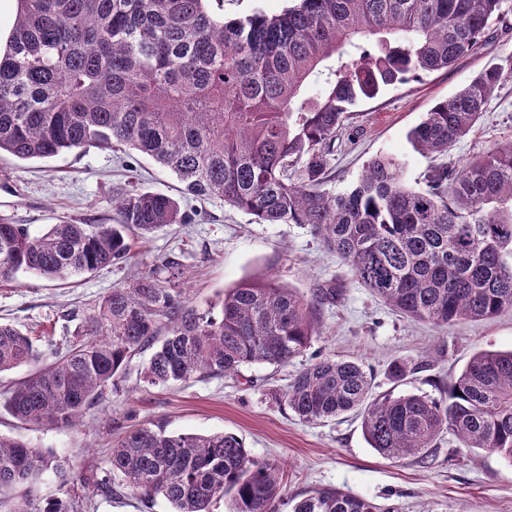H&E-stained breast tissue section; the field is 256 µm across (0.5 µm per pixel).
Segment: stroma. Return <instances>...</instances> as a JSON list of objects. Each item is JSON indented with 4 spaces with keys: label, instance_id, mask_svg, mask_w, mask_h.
Segmentation results:
<instances>
[{
    "label": "stroma",
    "instance_id": "1",
    "mask_svg": "<svg viewBox=\"0 0 512 512\" xmlns=\"http://www.w3.org/2000/svg\"><path fill=\"white\" fill-rule=\"evenodd\" d=\"M293 4L210 0L209 8L231 20L254 13L274 16ZM490 33L488 45L452 68L387 86L377 97L357 102L336 141L329 189L349 190L378 157L401 160L404 183L420 188L433 163L456 166L495 144L512 143V77L495 91L476 128L447 154L436 159L421 154L408 139L437 102L488 65L512 59V13L493 23ZM124 184L179 198L189 223L162 228L137 242L131 265L105 267L69 285L18 273L12 283L0 284L1 323L22 326L40 338L43 349L67 348L100 297L140 272L168 277L164 262L169 257L184 273L189 305L202 311L217 303L224 289L267 273L304 295L316 283L333 281L339 295L334 305L323 308L311 347L285 367L252 365L235 376L150 386L140 379L148 359L143 352L79 426L26 424L0 404V434L53 450L64 463V474L45 476L39 486L42 497L60 495L63 475L107 470L112 446L126 431L162 424L174 433L237 435L254 458L280 464L288 498L333 487L388 512H512V463L498 454L465 448L443 432L426 458L388 459L370 448L356 413L305 423L275 399L297 371L321 355L361 361L372 375V395H437L475 352L512 348V311L450 332L409 321L362 288L308 226L257 224L222 200L183 194L181 184L152 159L129 150L91 147L48 161L0 155V218L27 225L34 234L62 219L108 224L112 190ZM396 360L406 361L413 374L394 380L389 366Z\"/></svg>",
    "mask_w": 512,
    "mask_h": 512
}]
</instances>
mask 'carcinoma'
<instances>
[{
  "label": "carcinoma",
  "instance_id": "carcinoma-1",
  "mask_svg": "<svg viewBox=\"0 0 512 512\" xmlns=\"http://www.w3.org/2000/svg\"><path fill=\"white\" fill-rule=\"evenodd\" d=\"M0 47V153L48 160L90 147L150 156L187 194L218 198L259 224H304L357 282L413 322L453 329L512 310V144L457 167L432 166L406 187L401 163L371 161L349 191L324 188L350 107L396 82L448 69L483 45L509 0H299L283 13L226 21L207 0H17ZM504 67L491 65L436 103L409 134L416 150L442 154L468 136ZM316 97L306 96L309 88ZM111 224L61 221L32 235L0 219V282L21 272L64 282L132 258L147 240L186 223L168 195L117 187ZM336 283L300 295L272 275L224 293L215 316L188 305L155 272L95 304L86 337L19 383L6 407L18 420L69 427L152 354L143 382L169 385L228 376L246 365L285 366L317 335ZM38 339L0 323V373L40 362ZM371 377L354 359L326 356L298 371L282 395L305 423L361 416L369 445L390 459L424 455L448 431L466 448L512 462V350L478 351L440 397L369 398ZM460 394H455V391ZM61 469L51 450L0 436V488L25 487L16 512H81L67 489L36 485ZM146 506L210 512H393L336 488L283 500L280 467L251 457L231 433L140 427L112 448L114 478Z\"/></svg>",
  "mask_w": 512,
  "mask_h": 512
}]
</instances>
